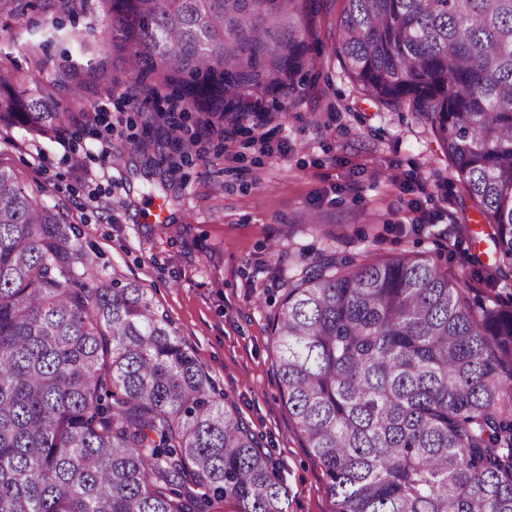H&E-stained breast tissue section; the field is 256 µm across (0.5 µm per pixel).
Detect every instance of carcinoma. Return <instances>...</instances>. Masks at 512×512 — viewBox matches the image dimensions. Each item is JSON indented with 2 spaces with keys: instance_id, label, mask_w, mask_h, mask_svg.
<instances>
[{
  "instance_id": "obj_1",
  "label": "carcinoma",
  "mask_w": 512,
  "mask_h": 512,
  "mask_svg": "<svg viewBox=\"0 0 512 512\" xmlns=\"http://www.w3.org/2000/svg\"><path fill=\"white\" fill-rule=\"evenodd\" d=\"M300 0H98L119 71L211 131L292 88ZM336 52L430 124L512 279V0H345ZM67 64L0 117L63 131ZM285 405L338 512H512V306L412 252L324 251L271 320ZM287 512L288 489L139 284L96 278L68 215L0 166V512Z\"/></svg>"
}]
</instances>
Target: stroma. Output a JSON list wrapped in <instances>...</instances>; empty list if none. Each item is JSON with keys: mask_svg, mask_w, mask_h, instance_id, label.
<instances>
[{"mask_svg": "<svg viewBox=\"0 0 512 512\" xmlns=\"http://www.w3.org/2000/svg\"><path fill=\"white\" fill-rule=\"evenodd\" d=\"M0 17V92L19 74L54 79L55 62L106 56L97 10L64 13L26 0ZM309 50L293 89L254 95L224 115V134L177 114L195 147L176 168L166 128L141 146L145 104L134 76L89 86L59 136L0 119V165L68 209L97 275L136 282L177 328L226 408L237 410L288 486V512H336L327 477L282 398L270 319L300 258L332 246L354 261L411 251L465 280L481 301L512 300L487 278L496 256L468 237L474 203L430 127L408 106L373 99L334 51L343 0H302ZM168 222L150 223L152 206Z\"/></svg>", "mask_w": 512, "mask_h": 512, "instance_id": "obj_1", "label": "stroma"}]
</instances>
